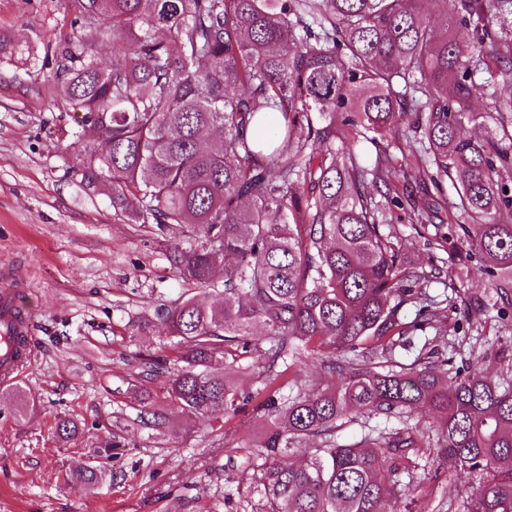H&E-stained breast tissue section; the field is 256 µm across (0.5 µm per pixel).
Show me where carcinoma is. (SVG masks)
Segmentation results:
<instances>
[{
	"instance_id": "carcinoma-1",
	"label": "carcinoma",
	"mask_w": 512,
	"mask_h": 512,
	"mask_svg": "<svg viewBox=\"0 0 512 512\" xmlns=\"http://www.w3.org/2000/svg\"><path fill=\"white\" fill-rule=\"evenodd\" d=\"M79 33L45 47L62 106L93 131L65 146L67 174L87 190L112 187L132 224L178 229L169 262L185 291L153 322L177 339L167 384L191 415L240 410L237 376L261 358L281 367L257 409L263 512H386L399 466L422 444L415 427L340 444L360 415L385 420L426 410L441 454L481 481L464 512H512V386L464 373L434 346L394 361L409 335L443 322L427 291L441 278L407 267L369 184L390 180L377 136L412 114L426 195L452 184L448 263L478 254L499 287L512 280V95L485 113L496 130L463 138L473 99L512 84V0H454L436 26L418 0H73ZM99 45L112 46L103 63ZM23 54L0 34V62ZM487 77H482V74ZM279 114L273 140L249 129ZM355 136L336 143V115ZM376 149L372 164L358 144ZM413 224L432 222L426 202ZM224 259V280L213 276ZM320 359L309 379L303 351ZM232 360L218 371L219 361ZM78 423L61 418L68 442ZM307 451L288 463L294 449ZM104 467L76 478L96 490Z\"/></svg>"
}]
</instances>
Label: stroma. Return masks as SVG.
<instances>
[{"label":"stroma","mask_w":512,"mask_h":512,"mask_svg":"<svg viewBox=\"0 0 512 512\" xmlns=\"http://www.w3.org/2000/svg\"><path fill=\"white\" fill-rule=\"evenodd\" d=\"M74 15L69 0H0V31L30 51L29 60L0 63V272L27 270L33 320L32 360L0 386V512H261L249 453L265 431L263 414L249 403L220 423L189 417L167 397L168 373L140 375L144 359L167 353L162 326L140 332L133 323L181 292L167 259L175 238L126 223L110 190L86 191L66 173L79 114L60 106L42 56L44 44L74 34ZM381 146L393 185L419 190L411 118L398 119ZM388 222L410 267L440 265L447 226H413L398 208ZM482 266L475 256L449 267L430 292L453 286L484 303L486 314L470 322L446 310L445 340L466 370L512 383V307L496 312ZM147 402L165 426L141 422ZM60 415L80 427L66 443L54 435ZM93 460L110 478L92 492L74 473ZM416 461L411 489L389 512H463L478 476L441 456L433 434Z\"/></svg>","instance_id":"obj_1"}]
</instances>
